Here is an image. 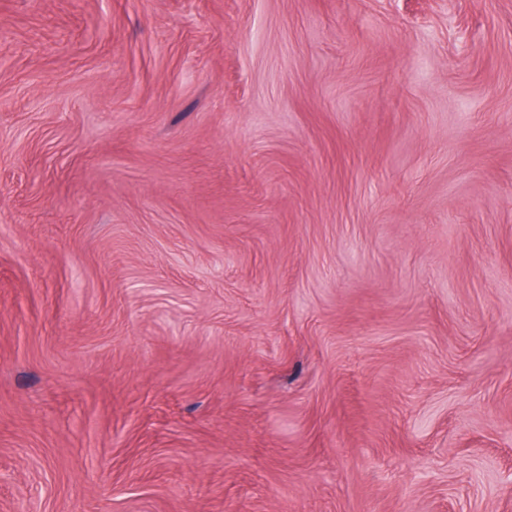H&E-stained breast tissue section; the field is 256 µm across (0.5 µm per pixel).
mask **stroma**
<instances>
[{"instance_id":"stroma-1","label":"stroma","mask_w":512,"mask_h":512,"mask_svg":"<svg viewBox=\"0 0 512 512\" xmlns=\"http://www.w3.org/2000/svg\"><path fill=\"white\" fill-rule=\"evenodd\" d=\"M0 512H512V0H0Z\"/></svg>"}]
</instances>
